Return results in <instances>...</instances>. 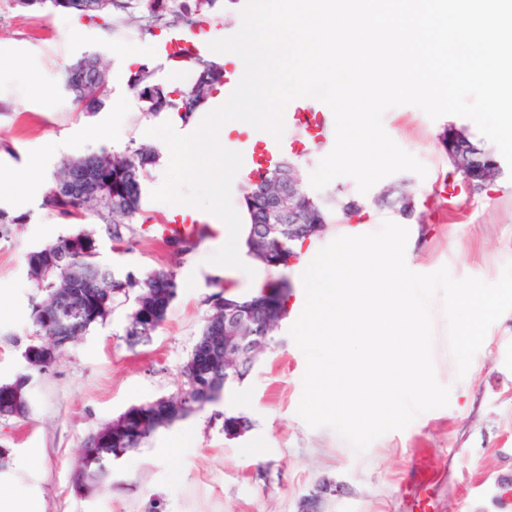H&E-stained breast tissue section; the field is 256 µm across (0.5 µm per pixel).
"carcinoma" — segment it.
<instances>
[{
    "label": "carcinoma",
    "instance_id": "1",
    "mask_svg": "<svg viewBox=\"0 0 512 512\" xmlns=\"http://www.w3.org/2000/svg\"><path fill=\"white\" fill-rule=\"evenodd\" d=\"M17 6L37 12L49 7L80 17L128 15L135 7L139 29L153 34V29L172 26L182 21L193 27L203 20H213L218 0H177L173 8L166 0H14ZM101 60L96 53H84L65 68L63 89L77 112L93 114L105 106L110 70L101 64V74L94 76L90 63ZM191 83L186 88L167 86L155 80L154 71L145 65L132 74L130 86L141 102V112L156 117L178 112L189 120L194 112L224 84V66L200 55L189 58ZM159 162V154L149 145L130 141L125 150L92 152L68 158L59 165L56 175L43 193L40 207L55 212L64 220H76L88 214L112 225V249L126 244L121 225L132 224L143 212L142 182L148 170ZM246 183L243 201L250 224L246 238L247 253L265 268L276 270L288 254L302 248V241L286 236H267L269 223L268 196L254 192ZM342 211L339 200L311 205L310 220L314 224L329 223L331 211ZM28 275L34 287L43 293L32 307V323L42 342L27 347L28 364L39 371L51 360L46 352L59 346L61 336L71 344L84 336L96 323L104 321L112 311V302L120 295L134 296L125 327L126 341L131 346L150 342L164 323L178 294L177 273L160 268L141 277L132 272L118 275L112 267L97 260L95 241L84 232L70 233L54 244L30 252ZM291 296L288 286L268 280L262 287L239 301L243 313L252 316L253 340L263 346L274 341V332L287 313ZM209 314L195 346L205 347L212 365L204 375L192 370V358L183 367L184 388L168 400L180 406L181 420L218 403L224 395V374L244 376L250 364L239 357L224 361V290L208 297ZM30 375L23 374L11 382L0 384V416L23 417L28 412ZM159 425L150 421L135 439H119L109 443L85 441L77 481L87 489L100 485L110 474L113 461L141 447Z\"/></svg>",
    "mask_w": 512,
    "mask_h": 512
}]
</instances>
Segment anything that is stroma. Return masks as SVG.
Here are the masks:
<instances>
[{
  "label": "stroma",
  "mask_w": 512,
  "mask_h": 512,
  "mask_svg": "<svg viewBox=\"0 0 512 512\" xmlns=\"http://www.w3.org/2000/svg\"><path fill=\"white\" fill-rule=\"evenodd\" d=\"M71 34L67 14L32 13L14 0H0V55L13 67L0 73V207L25 221L0 236V382L31 373L26 418L0 417V492L25 485L42 499L44 512H298L300 502L323 480L337 493L323 512H407L415 457L424 454L437 476L438 512H512V311L488 330L465 375H458L450 353L443 300L430 303L433 360L438 381L449 386V404L420 414L408 427L392 430L362 452H355L334 430L309 427L298 414L306 370L290 322H282L275 341L262 354L226 402L248 416L252 429L225 439L214 407L162 428L130 451L138 467L122 494L107 486L86 492L74 483L76 463L89 435L129 407L176 394L182 367L209 311L215 279L205 258L223 244L216 235L193 251L175 254L156 229L169 214L164 202L144 196L146 223L134 224L128 250L112 248L106 224L93 215L79 225L65 223L39 206L41 192L61 161L111 149L104 113L74 111L60 85L62 70L85 52H100L111 71L121 59L114 50L140 39L135 24L114 27L111 18H81ZM53 88L51 98L40 93ZM128 102L124 134L159 146L148 128L161 117H144L128 83H112ZM466 129L490 147L475 123L445 115L431 119L422 109L402 105L387 110V134L427 168L426 177L402 171L359 193L353 178L342 176L316 191L321 200L360 198L356 221L362 233L384 221L409 231L406 265L427 274L448 268L456 279L475 276L492 283L512 263V177L499 175L485 190L469 193L451 175L439 145L445 125ZM405 183L415 202L413 217L378 203L384 187ZM83 231L96 239L99 260L119 272L145 274L174 268L180 288L166 321L145 345L130 346L124 328L131 301L117 299L110 316L78 342L62 350L49 369L34 372L23 352L36 341L31 307L42 297L28 278L31 251L59 237ZM185 443L165 460L171 430ZM261 442L259 459L242 453Z\"/></svg>",
  "instance_id": "stroma-1"
}]
</instances>
